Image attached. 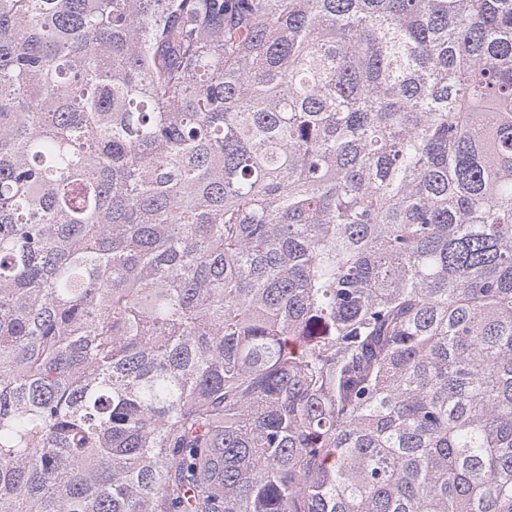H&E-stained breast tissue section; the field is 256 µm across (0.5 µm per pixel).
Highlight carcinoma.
Instances as JSON below:
<instances>
[{
	"mask_svg": "<svg viewBox=\"0 0 512 512\" xmlns=\"http://www.w3.org/2000/svg\"><path fill=\"white\" fill-rule=\"evenodd\" d=\"M0 512H512V0H0Z\"/></svg>",
	"mask_w": 512,
	"mask_h": 512,
	"instance_id": "1",
	"label": "carcinoma"
}]
</instances>
